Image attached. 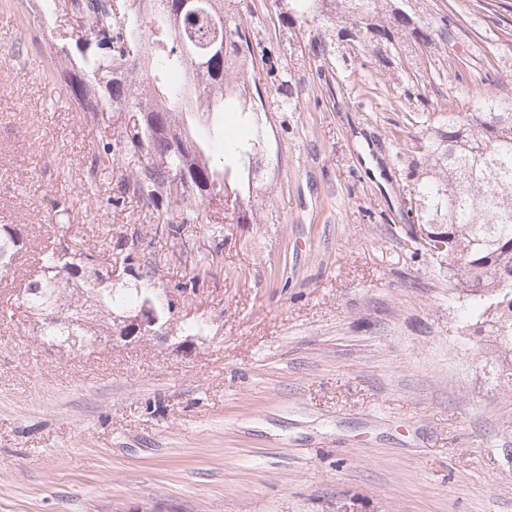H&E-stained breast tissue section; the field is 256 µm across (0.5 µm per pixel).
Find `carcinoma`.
Masks as SVG:
<instances>
[{"label": "carcinoma", "instance_id": "cac0c4a2", "mask_svg": "<svg viewBox=\"0 0 512 512\" xmlns=\"http://www.w3.org/2000/svg\"><path fill=\"white\" fill-rule=\"evenodd\" d=\"M121 0H48L77 22L90 47L75 57L56 56V72L80 112H136L140 124L124 126L103 153L118 154L130 188L149 214L159 206L184 207L193 214L219 204L236 223L251 224L260 157L267 152L261 126L265 104L254 106L257 85L250 34L236 20L231 0H195L193 13L172 19L175 0H143L130 14ZM283 21L313 24L319 45L344 34L364 53L390 64L411 45L434 49L448 41L447 24L414 16L397 0H288ZM193 70L195 94L185 101L181 79ZM240 113L255 127L247 139L227 131L222 114ZM224 145L222 166L208 144ZM415 148L422 161L399 191L398 214L413 244L412 255L428 256L448 271V293L463 308L459 331L486 336L492 349L482 368L512 389V96L487 95L469 112H440L429 121ZM237 187L228 189L230 182ZM188 218L160 222L172 240L188 238ZM22 250L15 230L0 225V278ZM90 249L67 240L41 249V275L21 294L36 319L37 336L68 346L98 335L82 321L112 323L139 309L149 295L109 282V272L91 267ZM68 317H51L59 302Z\"/></svg>", "mask_w": 512, "mask_h": 512}]
</instances>
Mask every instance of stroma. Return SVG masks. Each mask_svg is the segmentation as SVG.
Listing matches in <instances>:
<instances>
[{
  "mask_svg": "<svg viewBox=\"0 0 512 512\" xmlns=\"http://www.w3.org/2000/svg\"><path fill=\"white\" fill-rule=\"evenodd\" d=\"M41 2L0 0V225L23 239L0 281V512H336L345 495L367 512H512V392L478 367L488 342L457 335L446 270L413 257L355 135L381 138L401 175L432 113L512 94V0H405L447 20L448 43L387 67L241 0L275 177L256 227L204 213L183 244L154 234L123 163L92 171L123 116L76 111L51 49L79 31ZM273 69L298 90L288 109ZM134 231L136 262L159 268L145 288L207 335L43 342L17 298L37 251Z\"/></svg>",
  "mask_w": 512,
  "mask_h": 512,
  "instance_id": "stroma-1",
  "label": "stroma"
}]
</instances>
